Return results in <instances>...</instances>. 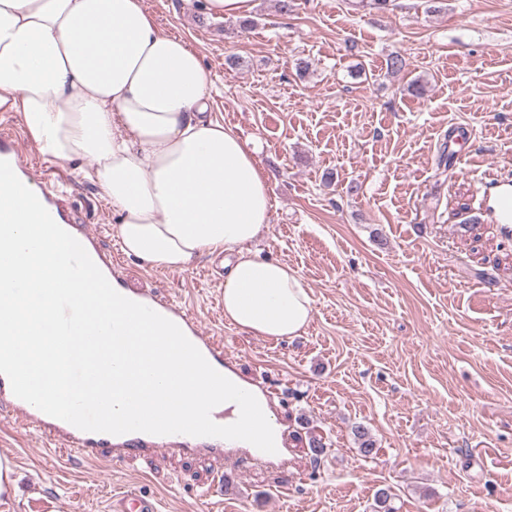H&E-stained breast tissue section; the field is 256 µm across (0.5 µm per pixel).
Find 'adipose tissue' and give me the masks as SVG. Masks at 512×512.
<instances>
[{"mask_svg": "<svg viewBox=\"0 0 512 512\" xmlns=\"http://www.w3.org/2000/svg\"><path fill=\"white\" fill-rule=\"evenodd\" d=\"M210 87L144 0H0V112L46 159L88 162L124 253L172 270L222 258L226 323L300 335L313 299L297 269L252 248L270 185L256 145L211 116Z\"/></svg>", "mask_w": 512, "mask_h": 512, "instance_id": "adipose-tissue-1", "label": "adipose tissue"}]
</instances>
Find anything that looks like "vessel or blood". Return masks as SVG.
Instances as JSON below:
<instances>
[{
    "instance_id": "1",
    "label": "vessel or blood",
    "mask_w": 512,
    "mask_h": 512,
    "mask_svg": "<svg viewBox=\"0 0 512 512\" xmlns=\"http://www.w3.org/2000/svg\"><path fill=\"white\" fill-rule=\"evenodd\" d=\"M492 219L503 237L512 236V188L505 183H498L496 205ZM78 241L86 247L93 262L111 285H118L119 280L112 274L111 265L107 264L89 232L77 235ZM138 303L144 304L176 323L187 338L199 349L209 364H223L224 347L215 337L206 334L196 317L186 306L171 302L155 294H141ZM0 416L20 422L35 429L44 440L45 447L52 448L70 457L81 459L84 463L96 462L102 453H109L113 461L154 453L157 451H181L196 447L215 459H229L238 462L266 463L272 460L284 463L288 460L287 442H280L276 453L268 454L253 446H245L240 440H223L217 437H195L184 434L152 435L132 432L123 435H111L100 432H87L58 418L51 417L31 404L17 398L11 388L9 379L0 374ZM108 512H158L155 497L136 489H126L114 493Z\"/></svg>"
}]
</instances>
